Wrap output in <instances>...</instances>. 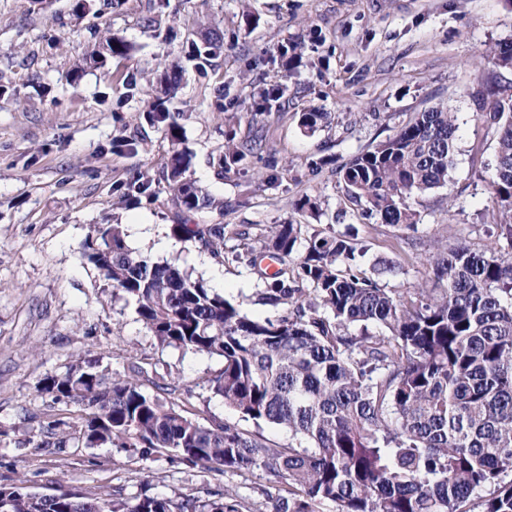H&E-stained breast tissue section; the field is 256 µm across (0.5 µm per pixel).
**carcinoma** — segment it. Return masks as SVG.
I'll return each instance as SVG.
<instances>
[{
	"label": "carcinoma",
	"mask_w": 512,
	"mask_h": 512,
	"mask_svg": "<svg viewBox=\"0 0 512 512\" xmlns=\"http://www.w3.org/2000/svg\"><path fill=\"white\" fill-rule=\"evenodd\" d=\"M222 46L223 37L207 36L189 45L188 58L207 60ZM128 51L110 34L84 63L102 68ZM488 53L512 67L511 42ZM483 96L488 105L477 117L497 144L486 183L500 234L438 254L436 288H389L382 279L400 276V264L379 261L369 273L357 260L366 250L346 235L285 222L272 226L265 248L295 268L273 274L264 299L288 309L249 317L204 280L133 254L122 225L99 226L82 258L134 304L159 344L223 358L211 389L255 431L184 415L169 400L175 389L158 384L147 393L133 367L114 376L79 360L40 387L80 412L71 431H49L43 444L147 448L188 467L267 471L288 484L276 512H320L326 503L336 512H512V90L489 82ZM146 119L169 143L163 179L175 207L224 212L187 179L193 154L169 113ZM455 132L454 113H417L341 167L347 196L382 223L417 232L410 200L448 184ZM258 154L229 131L216 163L228 174ZM172 232L219 264H256L255 247L234 224H174ZM266 425L309 446L277 445L262 434ZM22 483L0 487V512H249L228 492L129 505L105 487L46 497Z\"/></svg>",
	"instance_id": "1"
}]
</instances>
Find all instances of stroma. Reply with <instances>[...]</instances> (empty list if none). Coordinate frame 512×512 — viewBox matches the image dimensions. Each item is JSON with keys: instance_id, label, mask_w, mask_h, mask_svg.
I'll use <instances>...</instances> for the list:
<instances>
[{"instance_id": "35a3bbf8", "label": "stroma", "mask_w": 512, "mask_h": 512, "mask_svg": "<svg viewBox=\"0 0 512 512\" xmlns=\"http://www.w3.org/2000/svg\"><path fill=\"white\" fill-rule=\"evenodd\" d=\"M76 3L0 0V486L20 478L36 493L107 485L131 504L146 495L204 501L225 488L253 512H275L288 486L269 473L192 469L139 448L41 447V430H68L79 413L39 387L81 359L112 373L139 367L143 383L175 386V403L198 421L215 415L250 427L210 388L222 358L161 346L82 259V245L99 225H122L134 254L192 271L248 316L278 315L258 300L267 265L219 264L173 236L179 215L162 179L168 142L145 118L155 107L175 115L194 154L188 179L224 204L220 213H187L189 223L349 230L368 248L366 265L403 266L388 287H433L429 256L460 241L488 242L495 231L483 178L496 144L476 120L474 96L489 76L512 85V68L484 55L512 41V0ZM207 30L223 34L224 50L200 68L184 51ZM108 31L133 52L103 69L83 67ZM278 86L284 96L263 105ZM438 105L457 118L454 164L446 187L412 199L417 232L363 215L338 170ZM312 111L328 118L309 134L300 117ZM228 130L241 140L261 135L263 152L222 176L212 159ZM117 139L128 149L112 152ZM142 177L152 179L153 196L124 201ZM307 196L318 199V216L300 210ZM142 216L147 224L136 225ZM164 239L170 248H160Z\"/></svg>"}]
</instances>
